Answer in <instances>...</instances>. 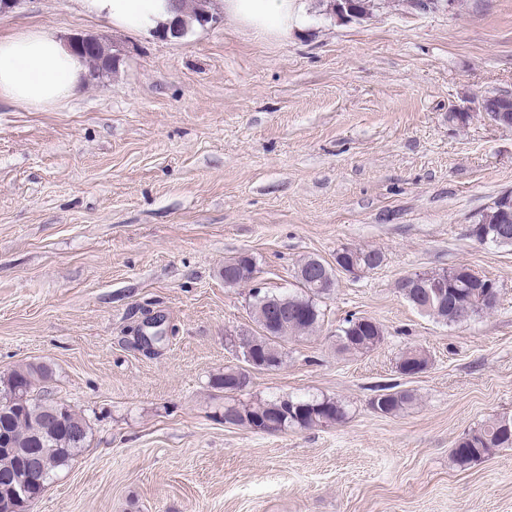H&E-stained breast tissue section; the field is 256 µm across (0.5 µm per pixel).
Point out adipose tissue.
Here are the masks:
<instances>
[{
	"mask_svg": "<svg viewBox=\"0 0 512 512\" xmlns=\"http://www.w3.org/2000/svg\"><path fill=\"white\" fill-rule=\"evenodd\" d=\"M112 27L160 31L172 20L168 0H84ZM226 18L274 38L287 37L302 20L301 0H221ZM88 67L53 29L22 27L0 35V103L42 111L74 96Z\"/></svg>",
	"mask_w": 512,
	"mask_h": 512,
	"instance_id": "1",
	"label": "adipose tissue"
}]
</instances>
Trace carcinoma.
<instances>
[{
  "instance_id": "carcinoma-1",
  "label": "carcinoma",
  "mask_w": 512,
  "mask_h": 512,
  "mask_svg": "<svg viewBox=\"0 0 512 512\" xmlns=\"http://www.w3.org/2000/svg\"><path fill=\"white\" fill-rule=\"evenodd\" d=\"M181 27L186 29L192 23H200V11L207 0H172ZM117 53L108 45H102L99 53L86 56L90 70L106 72L103 59ZM489 108L485 112L510 114L512 122V100L503 95L485 97ZM472 228L477 230L475 241L480 244L512 246V212L501 216L491 207L480 213ZM339 252L344 258H358L374 270L383 262V254L377 249L343 247ZM255 267L253 258L241 257V266L233 271L224 269V278H233L237 284L250 281V269ZM324 280L321 287L311 288L297 281V289L286 294L265 292L253 295L252 312L261 332L248 337L253 343L252 357L279 368L285 361L286 352L282 341L291 336L307 337L316 332L323 320L320 302L328 298L336 285V273L330 266L322 269ZM432 276L444 279L448 292L440 302L426 305L420 291L408 289L404 298L417 310L446 325L461 324L476 316L493 311L498 302V289L484 287L486 278L476 273L468 274L463 281L456 275V269L431 271ZM384 335L381 325L370 319L350 317L338 329V350L347 354H364L371 351ZM413 363L428 366L429 358L420 348L405 350L398 362L399 371ZM52 369L46 364L29 363L0 377V438H9L10 449L0 445V499L15 500L18 488L15 476L21 467V458L13 452L15 448L25 449L37 468L49 481L86 447L91 426L86 418L71 407L50 396L46 383L51 379ZM417 400L410 389L397 390L393 387L380 389L371 400L370 406L378 408L382 415H394ZM235 413L243 426L272 422L277 430L290 428L309 429L319 426L323 420L331 423L342 422L347 415L346 406L338 399L327 397H288L269 399L249 405L237 404ZM512 448V418L490 419L463 433L452 451L455 464L467 468L474 462L502 449Z\"/></svg>"
}]
</instances>
